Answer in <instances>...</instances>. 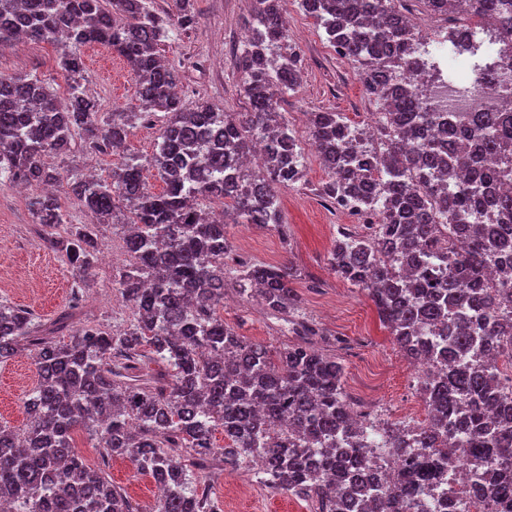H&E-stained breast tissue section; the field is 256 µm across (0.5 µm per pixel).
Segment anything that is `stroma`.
<instances>
[{
    "mask_svg": "<svg viewBox=\"0 0 512 512\" xmlns=\"http://www.w3.org/2000/svg\"><path fill=\"white\" fill-rule=\"evenodd\" d=\"M195 7L199 12L196 26L164 42L165 56L183 65L181 97L185 103L206 102L233 116L248 111L238 61L225 58L224 51L229 47L242 51L252 0H196ZM286 24L289 40L302 57V82L296 90L280 94L278 110L293 129L303 156L302 180L279 190L288 233L283 236L274 228L260 226L244 230L231 224L227 235L238 259L299 270L294 289L300 309L320 329L322 352L343 364L344 389L351 398L371 397L386 420L408 418L422 423L427 412L418 391V371L381 325L373 301L330 267L337 226L354 228L358 222L320 195L328 175L313 149L306 122L307 113L334 111L361 126L377 119L379 107L365 94L352 65L336 54L322 29L296 0L288 4ZM81 55L83 84L92 89L99 111H140L137 79L123 57L100 44L82 47ZM0 74L36 78L60 92L66 89L58 50L49 42L28 40L20 48L0 47ZM121 161V155L96 154L80 142L70 152L48 159L64 175L91 174L107 181ZM28 202V196L18 194L14 184L0 183V301L26 309L42 321L74 303L80 319L106 326L129 323L132 312L115 286L118 272L131 260L124 216L97 221L73 194L60 193L63 214L76 224H96L100 250L108 255L107 261L96 263L75 296L71 269L60 254L44 245ZM218 313L239 336L263 343L271 351H279L288 342L281 321L235 289L225 288ZM37 380L28 356L0 363V425L24 427V401ZM106 472L138 504L140 512H152L158 498L152 478L120 459L111 461ZM237 475L246 493L230 498L224 493L223 466L209 471L213 496L222 512H312L309 502L259 482L257 470L243 468Z\"/></svg>",
    "mask_w": 512,
    "mask_h": 512,
    "instance_id": "obj_1",
    "label": "stroma"
}]
</instances>
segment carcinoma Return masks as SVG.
<instances>
[{"mask_svg": "<svg viewBox=\"0 0 512 512\" xmlns=\"http://www.w3.org/2000/svg\"><path fill=\"white\" fill-rule=\"evenodd\" d=\"M420 2L433 17L474 21L512 57V0ZM193 3L170 0L159 14L149 0H0V46L19 37L55 44L67 84L62 101L36 78L0 74V177L60 183L99 220L129 213L132 260L117 284L134 315L120 330L90 321L75 330V304L37 323L0 302V362L26 352L39 377L24 429L0 425V501L12 512H139L105 469L75 455L80 427L97 438L103 461L125 459L159 484L154 512H221L204 476L216 452L224 463L264 459L263 482L313 512H425V496L444 480L442 460L456 453L472 496L455 512H512V386L498 368V359L512 361V287L482 280L487 264L512 253V194L491 189L512 172V100L496 112L430 111L414 77L424 35L402 24L405 0H298L383 106L371 134L340 112L311 113L309 135L334 165L320 192L334 205L356 202L368 230L340 227L331 267L367 292L405 356L429 353L428 337L440 336L457 362L421 383L428 420L413 443L401 439L400 424H387L382 449L403 465L378 481L360 467L373 448L350 440L343 366L314 347L317 332L297 324L307 340L274 356L217 312L233 253L226 225L271 224L288 237L277 186L300 179L302 154L288 122L272 124L276 92L294 89L301 68L285 27L288 0H253L239 59L250 110L236 118L204 102L188 109L175 93L181 72L160 46L193 27ZM99 41L135 73L143 105L135 119L167 115L150 160L165 184L159 193L145 186L133 154L110 182L68 179L45 161L69 151L77 132L100 153L131 134L127 113L105 118L84 94L79 51ZM356 134L380 162L373 177L358 175ZM261 140L262 166L226 172L230 158H245ZM466 168L470 181L455 182ZM199 199L224 201V221L209 219ZM29 208L46 228L64 223L53 194L31 198ZM45 240L82 288L97 259L94 225L68 224ZM234 280L274 313L297 304L287 266L243 262ZM145 347L171 368L168 379L131 373ZM218 428L228 440L219 452Z\"/></svg>", "mask_w": 512, "mask_h": 512, "instance_id": "cac0c4a2", "label": "carcinoma"}]
</instances>
